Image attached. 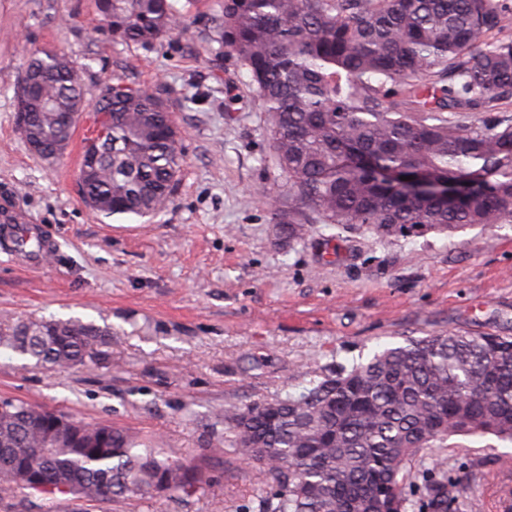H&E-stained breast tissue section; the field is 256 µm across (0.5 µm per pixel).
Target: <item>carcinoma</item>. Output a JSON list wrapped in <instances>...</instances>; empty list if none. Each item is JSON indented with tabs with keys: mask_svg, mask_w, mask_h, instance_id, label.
Masks as SVG:
<instances>
[{
	"mask_svg": "<svg viewBox=\"0 0 512 512\" xmlns=\"http://www.w3.org/2000/svg\"><path fill=\"white\" fill-rule=\"evenodd\" d=\"M179 0H96L112 41L149 46L190 15ZM512 0H224L216 42L247 72L288 185L278 224L298 236L307 212L381 236H453L512 223ZM40 84L25 102V141L61 152L72 113L110 116L86 139L79 184L108 216L155 215L183 166L164 101L141 86L106 87L91 105L64 53L31 55ZM482 112L477 124L464 118ZM0 348L59 369L112 361V329L80 319L19 323ZM228 442L257 464L262 512H448L459 481L406 466L456 436L512 445V337L458 331L409 336L341 366L297 395L224 407ZM198 461L105 423L0 401V498L55 490L88 504L187 494Z\"/></svg>",
	"mask_w": 512,
	"mask_h": 512,
	"instance_id": "1",
	"label": "carcinoma"
}]
</instances>
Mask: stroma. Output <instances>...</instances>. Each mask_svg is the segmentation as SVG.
Instances as JSON below:
<instances>
[{"label": "stroma", "mask_w": 512, "mask_h": 512, "mask_svg": "<svg viewBox=\"0 0 512 512\" xmlns=\"http://www.w3.org/2000/svg\"><path fill=\"white\" fill-rule=\"evenodd\" d=\"M223 0L152 46L113 42L95 0H0V203L6 193L54 250L33 264L0 244V327L78 318L112 329V361L51 370L0 353V399L161 438L206 457L191 495L129 498L89 512H259L258 466L215 453L225 404L301 392L310 379L406 337L467 330L512 336V224L455 236L380 238L312 223L289 237L267 196L287 197L265 114L236 59L218 54ZM33 50L65 52L86 102L108 85L151 88L171 112L183 166L158 214L106 216L78 181L80 115L60 158L27 146L15 90ZM436 455L467 488L451 512H503L512 447L455 437Z\"/></svg>", "instance_id": "35a3bbf8"}]
</instances>
